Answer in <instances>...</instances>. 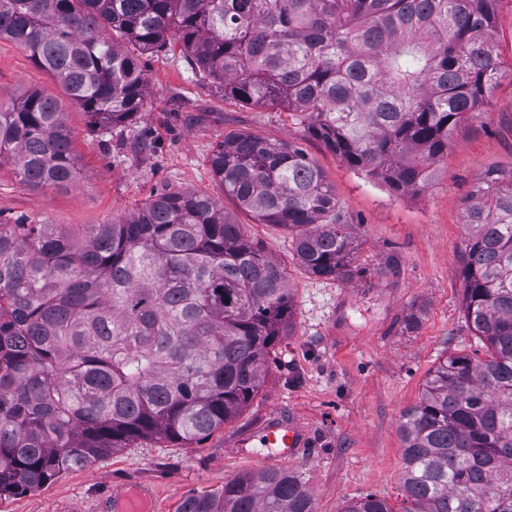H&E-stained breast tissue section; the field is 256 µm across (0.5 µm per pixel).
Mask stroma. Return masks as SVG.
I'll use <instances>...</instances> for the list:
<instances>
[{
  "label": "stroma",
  "mask_w": 512,
  "mask_h": 512,
  "mask_svg": "<svg viewBox=\"0 0 512 512\" xmlns=\"http://www.w3.org/2000/svg\"><path fill=\"white\" fill-rule=\"evenodd\" d=\"M141 65L145 108L107 142L23 48L0 42V106L34 90L57 98L82 171L68 188H33L11 164L0 165V219L109 224L167 192L219 197L248 237L286 268L292 334L272 353L259 395L209 436L191 444L137 440L39 490L1 496L0 512H99L115 485L150 488L151 512H178L190 494L263 471L260 459L237 446L274 416L296 419L307 433V448L280 467L302 477L315 512H338L365 493L401 512L402 412L419 401L448 354L484 355L462 310L464 197L486 172L512 170V80L502 79L467 124L436 180L419 193L397 195L309 137L286 110L224 98L194 77L180 46L145 55ZM231 132L297 145L321 168L357 246L351 281L311 277L295 262L284 229L257 223L221 196L209 159Z\"/></svg>",
  "instance_id": "1"
}]
</instances>
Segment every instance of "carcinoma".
Segmentation results:
<instances>
[{
    "instance_id": "obj_1",
    "label": "carcinoma",
    "mask_w": 512,
    "mask_h": 512,
    "mask_svg": "<svg viewBox=\"0 0 512 512\" xmlns=\"http://www.w3.org/2000/svg\"><path fill=\"white\" fill-rule=\"evenodd\" d=\"M500 0H0L29 53L104 137L144 111L140 57L178 41L244 106L277 105L401 195L437 175L503 77ZM32 187L80 178L59 102L0 108V162ZM210 164L238 207L283 228L312 277L353 278L333 187L294 144L224 136ZM466 323L399 420L402 512H512V171L466 196ZM287 274L218 201L159 195L122 222L0 224V496L35 491L139 439L191 443L246 408L290 335ZM178 512H314L301 477L246 473ZM339 512H394L367 494Z\"/></svg>"
}]
</instances>
